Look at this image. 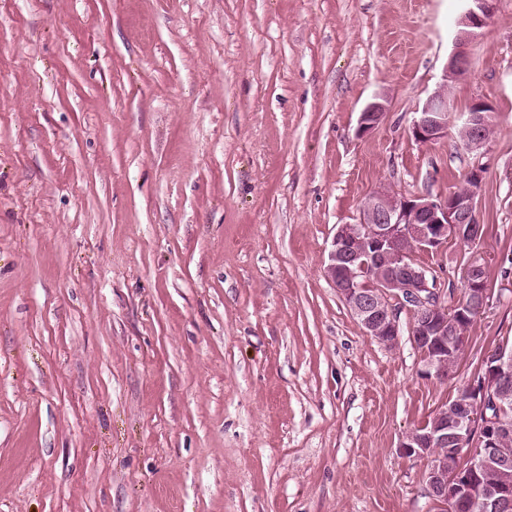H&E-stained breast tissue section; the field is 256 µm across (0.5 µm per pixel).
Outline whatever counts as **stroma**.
Returning a JSON list of instances; mask_svg holds the SVG:
<instances>
[{"label": "stroma", "mask_w": 512, "mask_h": 512, "mask_svg": "<svg viewBox=\"0 0 512 512\" xmlns=\"http://www.w3.org/2000/svg\"><path fill=\"white\" fill-rule=\"evenodd\" d=\"M0 0V512H433L402 436L512 337V0ZM447 86L480 151L408 127ZM388 104L357 132L375 96ZM484 167L491 297L454 379L367 336L323 269L380 186ZM464 2H467V8L459 21L460 30L456 39V49L447 66L446 80L467 72L469 67L467 46L494 13L497 0H464ZM387 106L383 102L370 103L360 113L358 131L362 134L368 133L377 127L385 117Z\"/></svg>", "instance_id": "35a3bbf8"}]
</instances>
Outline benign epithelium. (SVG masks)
Here are the masks:
<instances>
[{
	"mask_svg": "<svg viewBox=\"0 0 512 512\" xmlns=\"http://www.w3.org/2000/svg\"><path fill=\"white\" fill-rule=\"evenodd\" d=\"M446 77L456 78L469 67L467 46L494 13L497 0H465ZM383 102L370 103L360 113L358 131L368 133L385 117ZM493 109L476 100L454 112L448 86L430 96L413 119L410 133L419 144L448 137L460 130L472 151L482 149L493 131L488 115ZM466 187L445 198L428 195L405 198L388 188L372 193L362 204L357 222L337 225L325 275L364 333L394 349L400 336V314L410 317L415 346L422 353L421 375L448 380L457 369L451 365L452 346L465 340L464 324L481 314L489 300L478 273L485 264L471 259L466 271L468 304H449L439 277L414 259V253H432L448 240L478 243L482 239L478 198L483 167L467 176ZM480 379L459 389L457 404L438 407L435 422L407 433L399 448L406 457L461 456L465 465L448 471V462H435L424 475L427 494L436 512H461L480 503L486 512H512V487L492 482L488 473L512 465L503 448L512 427L501 416L512 408V351L500 348L483 354L477 370Z\"/></svg>",
	"mask_w": 512,
	"mask_h": 512,
	"instance_id": "benign-epithelium-1",
	"label": "benign epithelium"
}]
</instances>
